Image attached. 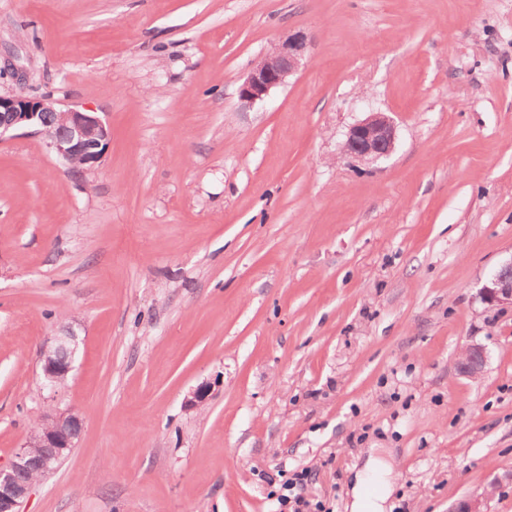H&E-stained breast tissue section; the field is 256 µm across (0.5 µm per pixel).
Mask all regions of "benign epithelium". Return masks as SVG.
Segmentation results:
<instances>
[{
	"mask_svg": "<svg viewBox=\"0 0 512 512\" xmlns=\"http://www.w3.org/2000/svg\"><path fill=\"white\" fill-rule=\"evenodd\" d=\"M311 43L301 32L288 35L256 61L239 87V97L249 103L262 101L274 88L285 85L310 55ZM20 129L43 137L47 148L64 165H78L84 171L97 168L109 147L110 130L95 112L63 105L49 96L25 91L0 93V142ZM393 121L383 112H371L352 125L342 145L348 159L374 162L388 156L395 147ZM479 298L489 305H512V257L504 260L486 284ZM77 336L68 332L54 338L43 353L42 372L46 386L65 382L73 368ZM487 351L479 343L468 344L459 369L482 375ZM82 428L76 413L64 410L48 416L7 468H0V512H20L19 506L34 484V475H46L75 447ZM456 512H487V496H473L461 502Z\"/></svg>",
	"mask_w": 512,
	"mask_h": 512,
	"instance_id": "obj_1",
	"label": "benign epithelium"
}]
</instances>
